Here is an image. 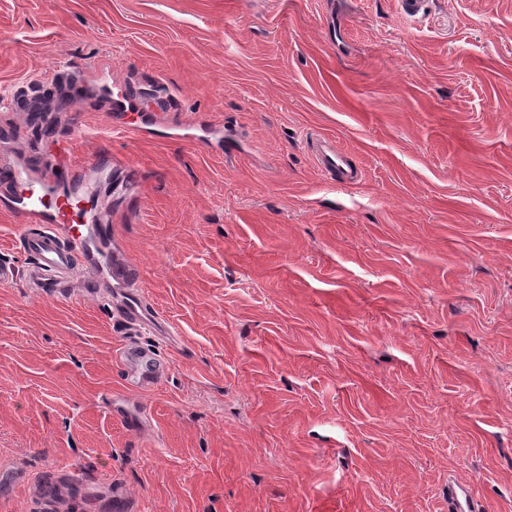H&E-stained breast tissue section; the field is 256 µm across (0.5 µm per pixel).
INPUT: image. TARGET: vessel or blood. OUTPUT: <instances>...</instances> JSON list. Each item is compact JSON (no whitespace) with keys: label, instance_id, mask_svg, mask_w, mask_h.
<instances>
[{"label":"vessel or blood","instance_id":"obj_1","mask_svg":"<svg viewBox=\"0 0 512 512\" xmlns=\"http://www.w3.org/2000/svg\"><path fill=\"white\" fill-rule=\"evenodd\" d=\"M87 74L95 78L101 93L123 119L109 129L83 123L72 127L68 137L57 142L55 152L47 153L37 178H30L19 166H0V204L16 219L17 249L27 261L22 267L0 260V286L7 288L22 282L30 290L69 303L75 299L73 282L81 278L89 284L90 295L110 305L113 317L133 333L132 339L119 348L117 360L123 365L138 361L139 371L134 376H122L119 386L111 392L108 407L113 417L139 429L149 420L148 409L135 403L132 395L158 386L170 361L160 357L158 350L136 342L135 337L148 333L175 341L179 333L152 309L140 286L136 266L113 262L115 228L101 222L97 200L78 191L77 185L83 179L123 170V163L112 154L113 140L133 133L153 135L158 121L154 114L142 111L137 98L124 86L109 83L98 64H88L86 74L80 75L67 62L57 61L48 76L69 80L78 89ZM305 144L317 169L331 181L347 186L361 179V167L335 139L312 135ZM59 151L71 154L69 165L57 163L55 154ZM448 512H478L466 486L449 482Z\"/></svg>","mask_w":512,"mask_h":512}]
</instances>
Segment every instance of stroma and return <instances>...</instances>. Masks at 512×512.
<instances>
[{"instance_id": "stroma-1", "label": "stroma", "mask_w": 512, "mask_h": 512, "mask_svg": "<svg viewBox=\"0 0 512 512\" xmlns=\"http://www.w3.org/2000/svg\"><path fill=\"white\" fill-rule=\"evenodd\" d=\"M167 129L115 140L117 241L180 331L136 433L105 400L124 328L0 287V512L35 478L72 512H448V481L512 512V0H0V92L101 58ZM16 103L0 150L65 135ZM363 170L324 191L308 134ZM183 130L188 132L183 134L185 138L199 143L207 144L215 138H222V127L214 124L202 126L194 121H188L184 123Z\"/></svg>"}]
</instances>
